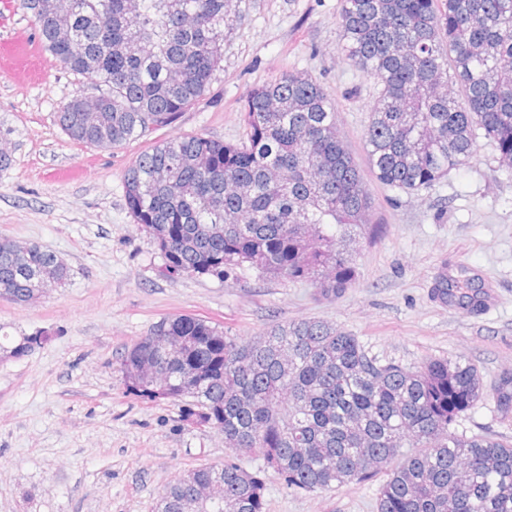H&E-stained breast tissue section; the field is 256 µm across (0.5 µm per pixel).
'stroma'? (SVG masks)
<instances>
[{"mask_svg": "<svg viewBox=\"0 0 512 512\" xmlns=\"http://www.w3.org/2000/svg\"><path fill=\"white\" fill-rule=\"evenodd\" d=\"M340 0H237L224 58L209 91L166 137L243 136L250 89L288 71L312 75L336 102L340 134L374 198L373 240L350 246L357 271L342 295L304 279L163 277L164 259L135 224L124 175L152 136L115 148L70 139L58 114L83 86L49 54L36 75L0 65V130L13 162L0 171V236L35 243L71 270L65 285L16 304L0 300V325L42 333L19 359H0V512H152L162 490L232 455L216 429L184 419L185 405L130 391L124 353L164 317L191 314L250 339L273 325L328 321L370 354L415 367L464 358L485 382L512 367V171L481 137L472 160L429 189L406 193L376 180L362 135L378 89L341 53ZM449 279L469 280L481 305L441 302ZM457 434L512 442V420L486 398L461 414ZM380 480L314 492L268 474V512H376Z\"/></svg>", "mask_w": 512, "mask_h": 512, "instance_id": "1", "label": "stroma"}]
</instances>
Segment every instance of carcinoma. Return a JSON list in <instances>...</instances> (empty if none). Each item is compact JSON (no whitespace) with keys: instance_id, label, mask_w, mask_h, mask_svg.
<instances>
[{"instance_id":"1","label":"carcinoma","mask_w":512,"mask_h":512,"mask_svg":"<svg viewBox=\"0 0 512 512\" xmlns=\"http://www.w3.org/2000/svg\"><path fill=\"white\" fill-rule=\"evenodd\" d=\"M22 0L40 45L100 99L59 112L73 140L112 148L175 123L209 90L224 57L234 0ZM346 58L379 86L364 133L384 186H435L467 164L477 131L512 168V0H340ZM462 99L452 94V87ZM245 139L160 138L124 175L128 209L166 254L165 274L304 278L338 297L355 280L348 245L371 239L373 198L340 136L336 103L309 74L288 71L250 90ZM70 270L36 244L0 243V294L14 303L65 284ZM181 344L160 354L142 336L121 370L141 396L192 399L188 420L259 452L290 488L326 490L384 475L377 512H512V443L452 430L490 397L512 416V369L486 385L462 359L416 369L369 354L319 319L276 325L254 341L192 315L158 322ZM44 336L0 334L21 358ZM162 377L142 382L141 364ZM220 481L206 512H267L265 478L226 460L168 484L155 512H184L193 486Z\"/></svg>"}]
</instances>
